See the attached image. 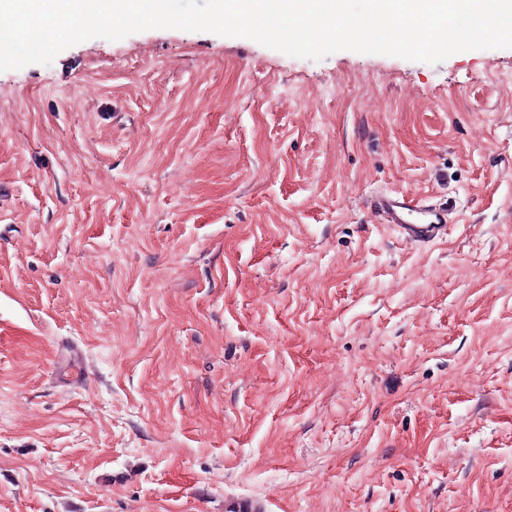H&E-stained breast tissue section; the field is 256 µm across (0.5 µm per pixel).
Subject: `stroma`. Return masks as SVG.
I'll return each mask as SVG.
<instances>
[{
    "label": "stroma",
    "instance_id": "obj_1",
    "mask_svg": "<svg viewBox=\"0 0 512 512\" xmlns=\"http://www.w3.org/2000/svg\"><path fill=\"white\" fill-rule=\"evenodd\" d=\"M236 499L512 512V48L150 29L0 71V512ZM372 207L406 243L429 245L447 234V211L421 198L390 192L377 196Z\"/></svg>",
    "mask_w": 512,
    "mask_h": 512
}]
</instances>
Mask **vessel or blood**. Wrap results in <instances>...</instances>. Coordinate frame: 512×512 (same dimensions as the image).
I'll use <instances>...</instances> for the list:
<instances>
[{
	"mask_svg": "<svg viewBox=\"0 0 512 512\" xmlns=\"http://www.w3.org/2000/svg\"><path fill=\"white\" fill-rule=\"evenodd\" d=\"M372 207L409 244L429 245L447 233L446 210L402 192L377 196Z\"/></svg>",
	"mask_w": 512,
	"mask_h": 512,
	"instance_id": "1",
	"label": "vessel or blood"
}]
</instances>
